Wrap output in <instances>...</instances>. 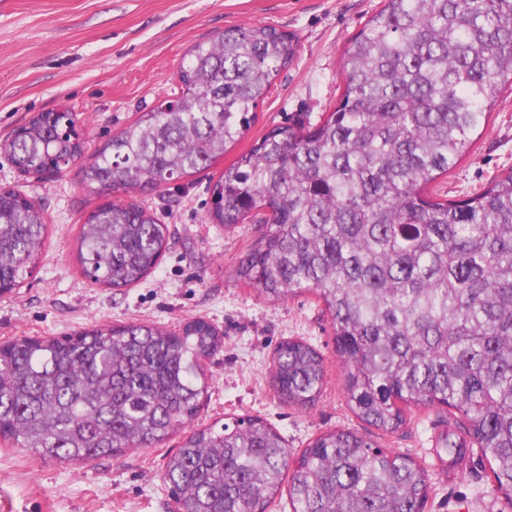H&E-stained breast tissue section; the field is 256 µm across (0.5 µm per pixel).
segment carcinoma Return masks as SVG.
Wrapping results in <instances>:
<instances>
[{
    "label": "carcinoma",
    "mask_w": 512,
    "mask_h": 512,
    "mask_svg": "<svg viewBox=\"0 0 512 512\" xmlns=\"http://www.w3.org/2000/svg\"><path fill=\"white\" fill-rule=\"evenodd\" d=\"M295 35L235 25L193 46L179 92L90 154L83 181L123 194L80 225L76 259L105 288L142 281L168 227L131 195L206 169L251 127L294 59ZM344 91L322 121L265 133L208 191L215 224L263 223L237 276L267 299L311 291L331 316L346 405L394 434L412 406L459 414L445 456L478 449L512 505V167L479 191L441 199L428 186L512 89V0H383L343 54ZM73 112L32 115L0 154L67 168L84 152ZM43 210L0 195V286L31 274ZM224 336L208 320L178 333L126 323L72 336H23L0 350V439L63 463L148 449L177 432L163 480L177 512H267L288 483L293 512H423L429 472L350 429L294 455L263 418L196 427L206 362ZM324 355L298 338L274 353L272 386L314 406Z\"/></svg>",
    "instance_id": "cac0c4a2"
}]
</instances>
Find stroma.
Returning <instances> with one entry per match:
<instances>
[{"label":"stroma","instance_id":"obj_1","mask_svg":"<svg viewBox=\"0 0 512 512\" xmlns=\"http://www.w3.org/2000/svg\"><path fill=\"white\" fill-rule=\"evenodd\" d=\"M381 0H0V139L33 113L77 111L89 147H96L150 111L178 87L187 51L224 28L258 22L295 34L298 52L257 108L251 128L210 169L154 191L142 201L169 229L157 268L127 288L89 281L75 259L78 229L105 203L89 189L80 165L51 179L20 174L0 155V185L41 205L47 217L42 259L31 277L0 295V344L19 336L61 337L104 325L148 322L170 330L202 317L224 333V347L206 364L210 395L198 422H228L241 414L266 419L292 451L320 433L350 428L424 465L432 488L425 512H512L493 490L477 451L439 461L435 438L446 407L412 409L403 430L384 435L348 409L343 369L330 316L309 291L269 301L235 275L239 258L259 235L256 224H211L207 190L271 128L301 119L318 123L344 88L341 57ZM512 166V92L494 102L466 155L431 185L448 199L478 191ZM288 338L314 344L326 359L318 403L301 410L271 385L277 346ZM178 438L123 455L66 464L0 441V512H171L162 479Z\"/></svg>","mask_w":512,"mask_h":512}]
</instances>
